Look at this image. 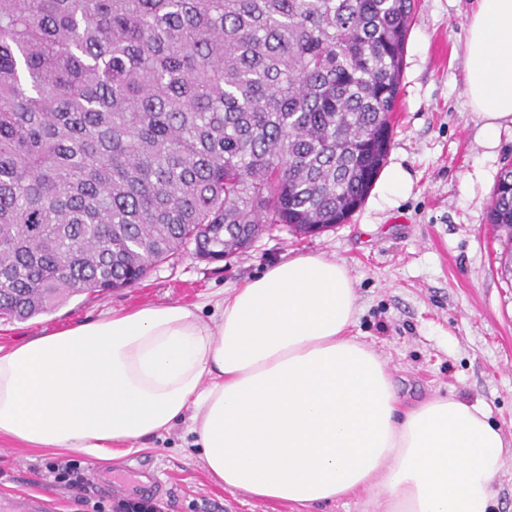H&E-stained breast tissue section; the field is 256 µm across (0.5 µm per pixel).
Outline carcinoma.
Masks as SVG:
<instances>
[{
	"label": "carcinoma",
	"mask_w": 512,
	"mask_h": 512,
	"mask_svg": "<svg viewBox=\"0 0 512 512\" xmlns=\"http://www.w3.org/2000/svg\"><path fill=\"white\" fill-rule=\"evenodd\" d=\"M415 0H0V317L331 227L383 166ZM488 218L512 242V167Z\"/></svg>",
	"instance_id": "cac0c4a2"
}]
</instances>
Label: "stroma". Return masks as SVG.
Here are the masks:
<instances>
[{"instance_id": "35a3bbf8", "label": "stroma", "mask_w": 512, "mask_h": 512, "mask_svg": "<svg viewBox=\"0 0 512 512\" xmlns=\"http://www.w3.org/2000/svg\"><path fill=\"white\" fill-rule=\"evenodd\" d=\"M474 8L475 0L417 2L385 160L409 173L405 195L375 185L345 223L319 234L276 225L224 261L186 250L133 287L75 295L28 321L0 319V347L115 309L181 303L199 306L207 318L224 293L273 263L321 254L345 263L356 278L351 333L381 356L406 402L448 395L481 403L512 442V274L501 273L502 233L487 219L498 176L512 165V127L486 148L465 104L464 37ZM60 458L1 438L0 507L33 500L41 512H75L45 469ZM79 462L91 482L107 468L154 470L166 489L157 499L161 512H295L214 485L182 424L109 465L85 456Z\"/></svg>"}]
</instances>
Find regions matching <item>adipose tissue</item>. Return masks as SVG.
I'll use <instances>...</instances> for the list:
<instances>
[{
  "instance_id": "obj_1",
  "label": "adipose tissue",
  "mask_w": 512,
  "mask_h": 512,
  "mask_svg": "<svg viewBox=\"0 0 512 512\" xmlns=\"http://www.w3.org/2000/svg\"><path fill=\"white\" fill-rule=\"evenodd\" d=\"M482 143L512 126V0H478L464 40ZM345 263L299 254L214 304L113 312L0 348V438L105 464L187 422L211 480L298 512L363 494L381 512H493L512 444L485 407L404 404L350 336Z\"/></svg>"
}]
</instances>
